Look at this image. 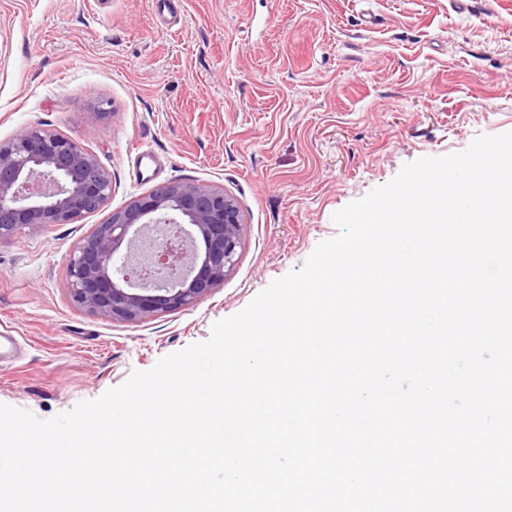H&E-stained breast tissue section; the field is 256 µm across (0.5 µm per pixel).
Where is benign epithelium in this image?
<instances>
[{"label":"benign epithelium","mask_w":512,"mask_h":512,"mask_svg":"<svg viewBox=\"0 0 512 512\" xmlns=\"http://www.w3.org/2000/svg\"><path fill=\"white\" fill-rule=\"evenodd\" d=\"M112 196V177L95 155L70 136L25 127L0 142V242L26 229L73 224ZM159 224H177L185 249L164 250L162 266L181 269L154 282L132 279L144 258L139 244ZM244 216L222 187L172 180L141 194L94 226L68 259L72 300L119 323L196 304L224 283L242 245Z\"/></svg>","instance_id":"obj_1"}]
</instances>
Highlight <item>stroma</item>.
<instances>
[{
    "mask_svg": "<svg viewBox=\"0 0 512 512\" xmlns=\"http://www.w3.org/2000/svg\"><path fill=\"white\" fill-rule=\"evenodd\" d=\"M0 0V141L40 124L94 154L112 196L0 243V404L49 419L207 340L338 235L404 164L512 132V0ZM109 116L97 122L94 106ZM174 179L243 211L223 286L117 323L78 307L74 245Z\"/></svg>",
    "mask_w": 512,
    "mask_h": 512,
    "instance_id": "35a3bbf8",
    "label": "stroma"
}]
</instances>
